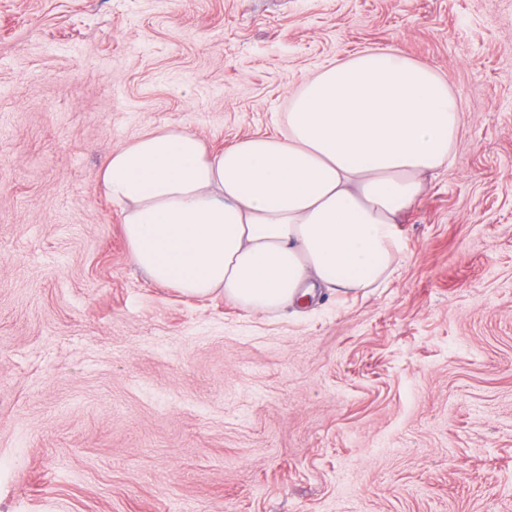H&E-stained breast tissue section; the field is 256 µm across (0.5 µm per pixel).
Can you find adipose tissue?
Returning a JSON list of instances; mask_svg holds the SVG:
<instances>
[{
    "mask_svg": "<svg viewBox=\"0 0 512 512\" xmlns=\"http://www.w3.org/2000/svg\"><path fill=\"white\" fill-rule=\"evenodd\" d=\"M462 122L432 67L370 48L301 82L287 132L216 153L159 128L113 149L98 179L153 283L273 313L390 277L400 218L447 167Z\"/></svg>",
    "mask_w": 512,
    "mask_h": 512,
    "instance_id": "obj_1",
    "label": "adipose tissue"
}]
</instances>
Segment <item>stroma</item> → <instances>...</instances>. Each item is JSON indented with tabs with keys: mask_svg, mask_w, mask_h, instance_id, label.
<instances>
[{
	"mask_svg": "<svg viewBox=\"0 0 512 512\" xmlns=\"http://www.w3.org/2000/svg\"><path fill=\"white\" fill-rule=\"evenodd\" d=\"M398 45L463 114L387 286H158L97 171L285 130ZM0 512H512V0H0Z\"/></svg>",
	"mask_w": 512,
	"mask_h": 512,
	"instance_id": "1",
	"label": "stroma"
}]
</instances>
